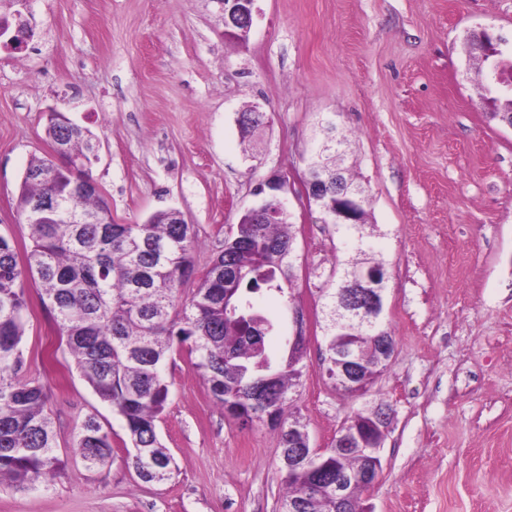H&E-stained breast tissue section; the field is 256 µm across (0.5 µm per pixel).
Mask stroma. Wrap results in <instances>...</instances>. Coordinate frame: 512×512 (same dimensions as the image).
<instances>
[{"mask_svg": "<svg viewBox=\"0 0 512 512\" xmlns=\"http://www.w3.org/2000/svg\"><path fill=\"white\" fill-rule=\"evenodd\" d=\"M253 26L225 33L217 0H0L32 17L20 50L0 46V236L30 245L18 194L32 156H51L55 107L101 144L92 168L119 224L175 208L200 245L190 296L270 174L295 234L293 299L263 293L274 361L305 318L306 369L294 394L311 445L330 446L359 412L389 415L370 512H512V128L473 81L467 36L512 34V0H256ZM261 104L262 156L240 143L237 117ZM349 136L344 168L369 189L373 245L385 263V324L395 352L365 394L337 391L322 366L321 291L344 229L304 194L318 120ZM22 378L41 383L65 466L50 484L0 482V512H279L278 435L245 427L212 398L186 349L166 369L157 423L178 471L140 481L124 422L74 366L28 283ZM112 437L88 471L74 443L87 417Z\"/></svg>", "mask_w": 512, "mask_h": 512, "instance_id": "stroma-1", "label": "stroma"}]
</instances>
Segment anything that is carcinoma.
<instances>
[{
	"label": "carcinoma",
	"instance_id": "carcinoma-1",
	"mask_svg": "<svg viewBox=\"0 0 512 512\" xmlns=\"http://www.w3.org/2000/svg\"><path fill=\"white\" fill-rule=\"evenodd\" d=\"M474 79L494 108L493 117L512 123V97L500 96L477 62ZM322 137L305 158L306 180L338 179L345 200L358 205L354 224H344L336 208L324 212V223L353 229V255L333 266L335 287L322 291L324 363L334 373L353 365L357 381L369 385L385 364L379 349L385 325L366 324L359 316L336 319V294L357 292V274L383 266L372 256L364 233L368 190L339 167L347 140L336 135L332 118L321 121ZM47 136L65 141L82 156V166L59 167L46 157L30 159L20 186L18 206L31 230L25 261L0 237V479L26 490L55 475L62 460L56 452L46 394L35 381L23 380L22 349L27 324L25 284L43 286L42 300L74 357L80 375L99 399L124 420L132 452L128 460L145 483H165L176 470L174 459L157 433V422L169 397L165 366L174 345L195 359L213 399L245 425L268 421L277 431L285 492L281 512H337L336 481L347 477L350 499L361 506L358 479L370 460L355 443L315 461L307 454L288 464V452L308 448L300 418L288 411L290 394L301 383L306 338L289 348L285 362L275 365L265 353L264 339L274 323L255 310L252 297L276 293L292 300L295 254L290 224L284 214L262 224L244 214L233 235L186 299L181 284L194 271L192 253L197 234L191 224H176L162 210L142 224H77L76 217L110 213L94 191L76 193L77 181L92 180L90 153L96 136L86 127L66 125L51 117ZM60 198L59 208L35 214L31 203L42 196ZM87 469L112 458V438L93 417L82 425L77 441Z\"/></svg>",
	"mask_w": 512,
	"mask_h": 512
}]
</instances>
